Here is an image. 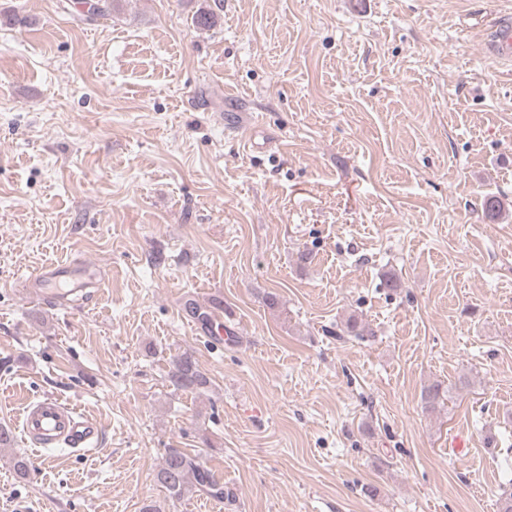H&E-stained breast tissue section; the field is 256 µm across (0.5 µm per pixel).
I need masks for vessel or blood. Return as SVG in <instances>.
<instances>
[{"label": "vessel or blood", "mask_w": 512, "mask_h": 512, "mask_svg": "<svg viewBox=\"0 0 512 512\" xmlns=\"http://www.w3.org/2000/svg\"><path fill=\"white\" fill-rule=\"evenodd\" d=\"M489 28L490 37L486 43L488 56L511 64L512 17L498 16ZM83 272V267L69 264L46 266L32 276L31 282L39 286L44 301L62 303L67 301L70 294L83 292L84 285L80 280ZM100 432L94 419L53 396L31 402L23 413V436L45 449L63 442L71 448L85 450Z\"/></svg>", "instance_id": "vessel-or-blood-1"}]
</instances>
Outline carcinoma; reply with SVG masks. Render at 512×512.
I'll use <instances>...</instances> for the list:
<instances>
[{"label": "carcinoma", "instance_id": "cac0c4a2", "mask_svg": "<svg viewBox=\"0 0 512 512\" xmlns=\"http://www.w3.org/2000/svg\"><path fill=\"white\" fill-rule=\"evenodd\" d=\"M169 386L177 391L204 392L209 379L200 371L193 355L182 354L168 374ZM445 390L437 383L422 394L424 408L434 410L443 401ZM156 480L173 500H181L196 492L220 493V487L208 468L197 457L179 449H170L156 473Z\"/></svg>", "mask_w": 512, "mask_h": 512}]
</instances>
